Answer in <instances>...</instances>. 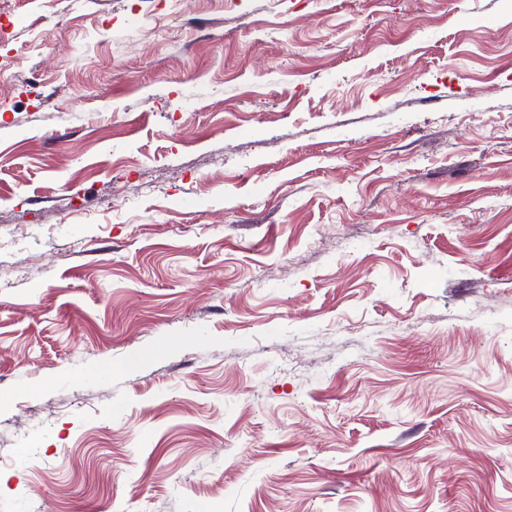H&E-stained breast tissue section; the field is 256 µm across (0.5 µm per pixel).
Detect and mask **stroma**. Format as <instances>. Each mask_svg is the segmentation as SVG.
<instances>
[{
  "mask_svg": "<svg viewBox=\"0 0 512 512\" xmlns=\"http://www.w3.org/2000/svg\"><path fill=\"white\" fill-rule=\"evenodd\" d=\"M26 8L0 512H512V0Z\"/></svg>",
  "mask_w": 512,
  "mask_h": 512,
  "instance_id": "1",
  "label": "stroma"
}]
</instances>
